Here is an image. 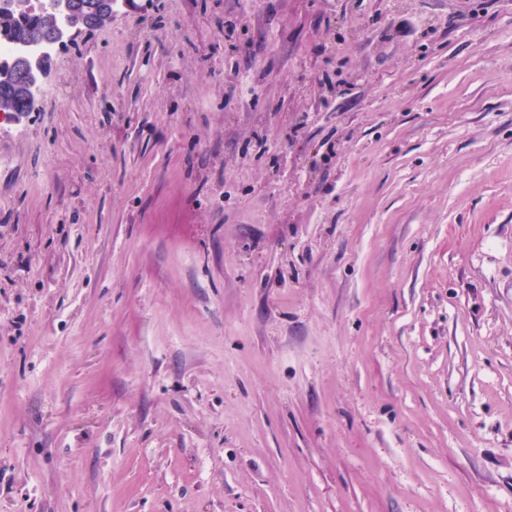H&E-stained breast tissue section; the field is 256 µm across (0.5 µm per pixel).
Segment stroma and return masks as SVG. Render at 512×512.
I'll return each instance as SVG.
<instances>
[{
    "instance_id": "obj_1",
    "label": "stroma",
    "mask_w": 512,
    "mask_h": 512,
    "mask_svg": "<svg viewBox=\"0 0 512 512\" xmlns=\"http://www.w3.org/2000/svg\"><path fill=\"white\" fill-rule=\"evenodd\" d=\"M0 512H512V0H132L0 121Z\"/></svg>"
}]
</instances>
